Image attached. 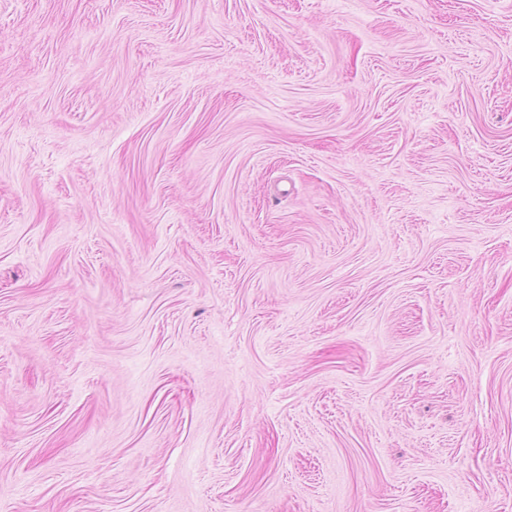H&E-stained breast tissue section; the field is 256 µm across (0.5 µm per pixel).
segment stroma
I'll list each match as a JSON object with an SVG mask.
<instances>
[{"label": "stroma", "mask_w": 512, "mask_h": 512, "mask_svg": "<svg viewBox=\"0 0 512 512\" xmlns=\"http://www.w3.org/2000/svg\"><path fill=\"white\" fill-rule=\"evenodd\" d=\"M0 512H512V0H0Z\"/></svg>", "instance_id": "stroma-1"}]
</instances>
